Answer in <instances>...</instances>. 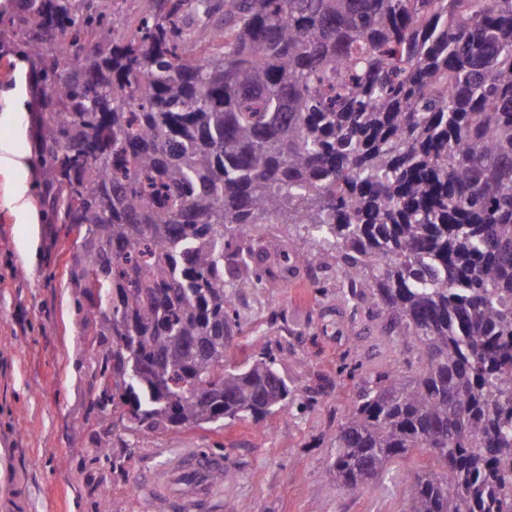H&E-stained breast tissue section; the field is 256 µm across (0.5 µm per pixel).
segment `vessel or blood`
Instances as JSON below:
<instances>
[{
	"label": "vessel or blood",
	"instance_id": "vessel-or-blood-1",
	"mask_svg": "<svg viewBox=\"0 0 512 512\" xmlns=\"http://www.w3.org/2000/svg\"><path fill=\"white\" fill-rule=\"evenodd\" d=\"M224 464L223 454L189 448L147 474L143 487L153 500L174 507L175 512H194L212 497L209 475L223 470Z\"/></svg>",
	"mask_w": 512,
	"mask_h": 512
}]
</instances>
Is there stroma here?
<instances>
[{
  "label": "stroma",
  "instance_id": "obj_1",
  "mask_svg": "<svg viewBox=\"0 0 512 512\" xmlns=\"http://www.w3.org/2000/svg\"><path fill=\"white\" fill-rule=\"evenodd\" d=\"M28 63L0 64V448L12 451L17 512H166L141 486L145 472L185 448L223 453L236 479L198 512H401L407 475L422 451L347 491L332 473L336 429L362 380L399 352L374 321L343 299L334 269H261L266 286L237 300L241 332L228 351L240 361L271 348L298 390L287 414L212 430L146 435L116 429L99 412L97 361L66 288L72 236L50 224L32 163Z\"/></svg>",
  "mask_w": 512,
  "mask_h": 512
}]
</instances>
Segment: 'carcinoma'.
I'll use <instances>...</instances> for the list:
<instances>
[{"instance_id": "carcinoma-1", "label": "carcinoma", "mask_w": 512, "mask_h": 512, "mask_svg": "<svg viewBox=\"0 0 512 512\" xmlns=\"http://www.w3.org/2000/svg\"><path fill=\"white\" fill-rule=\"evenodd\" d=\"M149 2L128 34L106 0L0 11L99 411H288L270 351L228 357L282 224L403 346L336 429V486L423 448L403 512H512V0Z\"/></svg>"}]
</instances>
